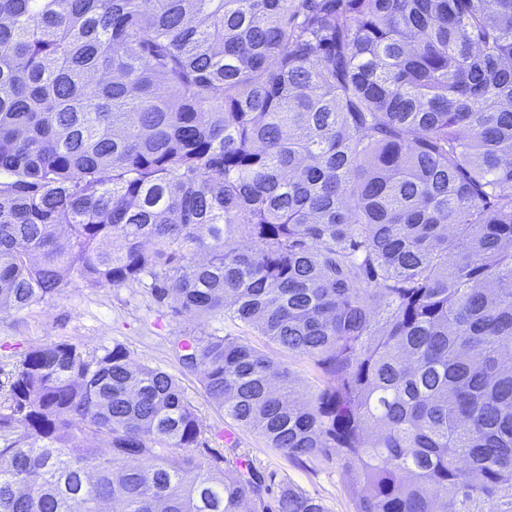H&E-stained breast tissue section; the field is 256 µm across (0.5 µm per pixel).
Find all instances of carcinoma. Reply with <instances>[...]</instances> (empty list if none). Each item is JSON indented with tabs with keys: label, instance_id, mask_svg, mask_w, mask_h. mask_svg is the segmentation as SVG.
I'll return each instance as SVG.
<instances>
[{
	"label": "carcinoma",
	"instance_id": "obj_1",
	"mask_svg": "<svg viewBox=\"0 0 512 512\" xmlns=\"http://www.w3.org/2000/svg\"><path fill=\"white\" fill-rule=\"evenodd\" d=\"M136 286L355 512H512V0H0V310ZM131 351L0 384V512H327Z\"/></svg>",
	"mask_w": 512,
	"mask_h": 512
}]
</instances>
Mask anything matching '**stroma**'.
<instances>
[{"label":"stroma","mask_w":512,"mask_h":512,"mask_svg":"<svg viewBox=\"0 0 512 512\" xmlns=\"http://www.w3.org/2000/svg\"><path fill=\"white\" fill-rule=\"evenodd\" d=\"M187 332H218L241 337L258 347L264 344L249 328L229 320L199 322L172 317L138 288L71 286L31 309L0 311V381L6 380L10 363L39 345L64 340L91 348L122 343L135 361L179 376L213 434L211 447L222 449L227 460L249 458L259 470L275 473L277 479L321 499L328 512H355L353 486L337 460L318 457L300 463L289 461L210 406L197 375L182 372L173 352L175 340Z\"/></svg>","instance_id":"35a3bbf8"}]
</instances>
